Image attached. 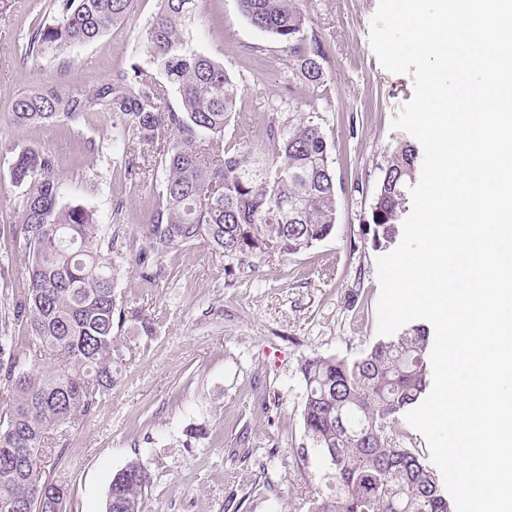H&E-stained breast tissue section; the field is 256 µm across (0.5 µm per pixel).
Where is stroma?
Instances as JSON below:
<instances>
[{"mask_svg": "<svg viewBox=\"0 0 512 512\" xmlns=\"http://www.w3.org/2000/svg\"><path fill=\"white\" fill-rule=\"evenodd\" d=\"M54 0H9L0 10V310L24 283L22 187L10 167L33 148L52 155L62 203L93 210L116 250L142 246L158 187L137 184L113 153L112 116L18 126L12 103L33 90H76L148 62L143 33L160 0H137L124 27L64 55L25 57L27 34L51 24ZM323 45L326 91L316 100L288 67L281 44L253 27L237 0H199L185 31L189 46L223 64L244 88L225 130L255 151L265 146L266 112L314 119L336 177L333 234L310 251L267 253L228 274L205 243L153 257L159 277L122 271L117 282L126 364L118 385L74 423L49 434L52 476L70 490V512H104L115 472L140 460L153 478L145 512H309L325 492L328 461L304 434L301 364L317 355H355L379 337L380 288L369 219L380 169L416 139L391 121L413 95L411 75L386 71L369 45L378 0H301ZM261 47L255 57L253 47ZM317 101V114L308 104ZM156 333L138 335L141 316ZM306 449L299 457L298 449Z\"/></svg>", "mask_w": 512, "mask_h": 512, "instance_id": "stroma-1", "label": "stroma"}]
</instances>
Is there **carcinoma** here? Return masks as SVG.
Masks as SVG:
<instances>
[{
	"label": "carcinoma",
	"mask_w": 512,
	"mask_h": 512,
	"mask_svg": "<svg viewBox=\"0 0 512 512\" xmlns=\"http://www.w3.org/2000/svg\"><path fill=\"white\" fill-rule=\"evenodd\" d=\"M197 0H161L145 29L153 59L133 56L99 83L72 94L25 93L12 103L19 125L77 121L110 112L112 143L152 147L163 179L149 223L147 247L101 252L94 213L63 205L54 159L19 152L11 180L25 187L21 223L27 288L0 317V382L11 390L0 409V512H67L66 484L47 474L49 431L84 415L118 383L125 355L116 318L117 276L145 265L149 252L179 251L200 241L232 271L277 251L305 252L336 224V181L328 145L313 121L266 125L267 147L245 150L224 139L243 88L212 57L188 48L183 29ZM135 0H54V24L26 37L24 56L46 47L86 45L123 25ZM250 23L284 44L291 69L312 87L324 85L322 47L307 37L300 0H238ZM163 71L179 97L172 107ZM411 145L396 148L381 169L371 204L374 244L393 241L417 172ZM430 336L414 325L374 342L358 355L316 356L300 372L305 384L304 432L329 462L336 493L320 494L311 512H452L418 438L397 428L399 416L425 395ZM50 354L58 366L42 368ZM151 474L139 460L112 477L105 512H144Z\"/></svg>",
	"instance_id": "cac0c4a2"
}]
</instances>
